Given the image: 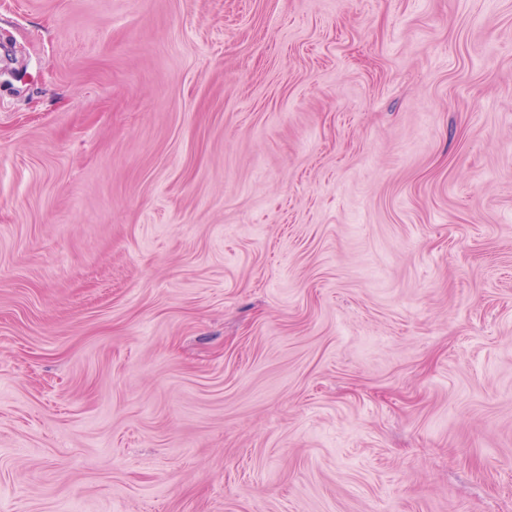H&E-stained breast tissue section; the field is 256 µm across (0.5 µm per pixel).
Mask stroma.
<instances>
[{
  "label": "stroma",
  "mask_w": 512,
  "mask_h": 512,
  "mask_svg": "<svg viewBox=\"0 0 512 512\" xmlns=\"http://www.w3.org/2000/svg\"><path fill=\"white\" fill-rule=\"evenodd\" d=\"M0 512H512V0H0Z\"/></svg>",
  "instance_id": "35a3bbf8"
}]
</instances>
